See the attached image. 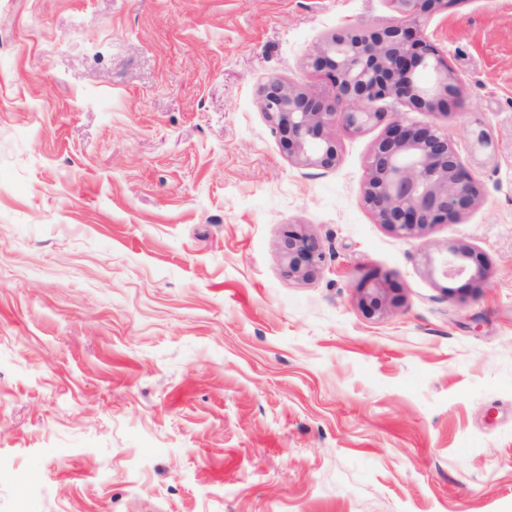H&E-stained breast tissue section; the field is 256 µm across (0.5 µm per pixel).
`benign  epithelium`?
Wrapping results in <instances>:
<instances>
[{"instance_id":"obj_1","label":"benign epithelium","mask_w":512,"mask_h":512,"mask_svg":"<svg viewBox=\"0 0 512 512\" xmlns=\"http://www.w3.org/2000/svg\"><path fill=\"white\" fill-rule=\"evenodd\" d=\"M396 17L375 28L347 27L326 33L306 66L324 76L331 92L325 98L278 77L258 90V103L283 146L298 165L321 169L340 161L336 139L328 129L340 124L352 133L386 123L383 137L367 160L363 200L377 223L402 237H417L435 224H454L482 196V185L460 157L448 134L436 125L406 122L376 103H399L420 112L447 113L461 100L459 79L443 51L423 39L424 26L462 0H388ZM434 80L421 83L417 73ZM282 274L311 280L325 261L321 241L290 224L279 247ZM431 273L467 277L471 289L491 277L487 261L470 248L450 245L446 255L426 257ZM388 278L367 272L360 278L358 305L383 315L399 305L400 295Z\"/></svg>"}]
</instances>
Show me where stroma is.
I'll use <instances>...</instances> for the list:
<instances>
[{"label": "stroma", "mask_w": 512, "mask_h": 512, "mask_svg": "<svg viewBox=\"0 0 512 512\" xmlns=\"http://www.w3.org/2000/svg\"><path fill=\"white\" fill-rule=\"evenodd\" d=\"M387 0H0V512H512V0L424 28L462 81L433 122L482 183L403 238L365 207L383 135L289 159L269 77L324 96V33ZM487 128L488 149L474 147ZM326 262L289 280L285 225ZM461 244L479 290L430 274ZM400 304L367 316L361 275Z\"/></svg>", "instance_id": "stroma-1"}]
</instances>
